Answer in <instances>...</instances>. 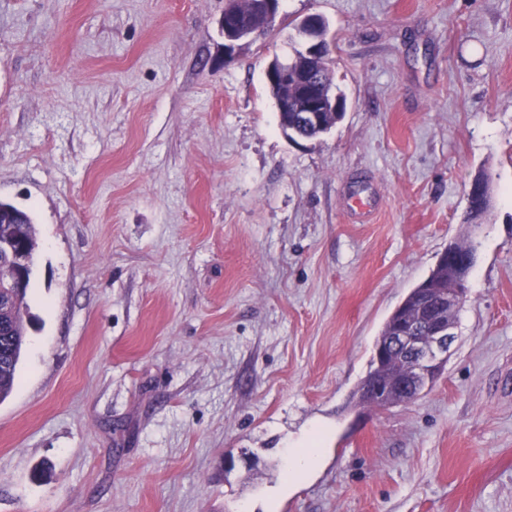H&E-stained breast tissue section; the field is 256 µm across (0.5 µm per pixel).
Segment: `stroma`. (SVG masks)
I'll return each mask as SVG.
<instances>
[{
  "label": "stroma",
  "mask_w": 512,
  "mask_h": 512,
  "mask_svg": "<svg viewBox=\"0 0 512 512\" xmlns=\"http://www.w3.org/2000/svg\"><path fill=\"white\" fill-rule=\"evenodd\" d=\"M224 6L0 0V200L37 232L0 512H512V0H281L229 54ZM310 14L346 111L296 144L264 71ZM466 235L444 373L359 405L385 321ZM314 422L319 467L280 490Z\"/></svg>",
  "instance_id": "obj_1"
}]
</instances>
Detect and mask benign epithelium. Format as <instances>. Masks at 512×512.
I'll return each instance as SVG.
<instances>
[{"mask_svg": "<svg viewBox=\"0 0 512 512\" xmlns=\"http://www.w3.org/2000/svg\"><path fill=\"white\" fill-rule=\"evenodd\" d=\"M280 0H250L246 11L239 10L235 0H228L220 27L224 31V46L233 50L244 40L255 41L264 37L275 24L279 14ZM323 23L318 14L309 15L299 21L305 29V39L299 52L289 60L273 58L265 69L266 82L278 85L283 92L295 89V111L305 113L312 122H318V113L336 110V97L323 86L309 69L312 60L324 56ZM488 180L475 179L468 190L469 208L487 206ZM458 269V283L453 288H444L435 296L423 295L422 310L431 335L417 336L413 327L400 329L393 337L391 345L402 348L411 355L410 381H429L440 376L448 362L450 349L455 342V326L445 322L440 314L443 307H461L466 299L465 269L472 264L469 259H454ZM31 269V256L18 239L0 238V294L9 293L20 287L28 270Z\"/></svg>", "mask_w": 512, "mask_h": 512, "instance_id": "benign-epithelium-1", "label": "benign epithelium"}]
</instances>
